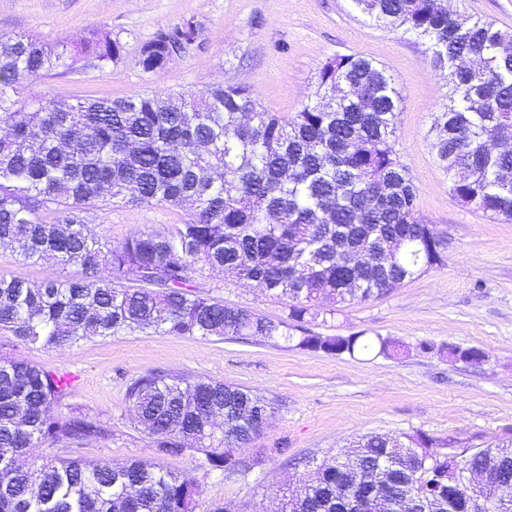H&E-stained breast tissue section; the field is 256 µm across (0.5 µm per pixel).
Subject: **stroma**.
<instances>
[{
    "mask_svg": "<svg viewBox=\"0 0 512 512\" xmlns=\"http://www.w3.org/2000/svg\"><path fill=\"white\" fill-rule=\"evenodd\" d=\"M448 4L460 18L512 30V0ZM183 23L193 26V40L161 74L145 72L142 47L159 29ZM93 26L121 43L120 61L82 59L75 69L21 81V97L135 98L221 83L247 87L269 111L294 113L330 58L360 55L384 65L403 95L395 149L417 188L416 217L444 236L447 249L444 265L384 296L338 305L334 317L309 325L322 336L397 339L406 351L395 359L335 356L280 338L217 341L150 331L54 351L28 349L0 334V353L71 374V404L111 424V438L66 449V456L154 460L149 439L128 421L125 400L128 379L152 369L246 388L276 408L272 424L238 450L247 468L201 477L197 512H277L285 490L308 479L309 458L330 457L370 434L421 431L443 451L512 438V223L490 220L449 194L430 148L448 79L423 44L402 30L374 26L351 0H0V35L57 44ZM182 215L129 204L98 211L95 223L103 240L116 243L138 229L164 230ZM53 273L66 275L52 262L26 263L0 246L1 276L38 283ZM196 284L225 304L272 319L285 314L283 299L254 284L208 269ZM448 345L479 348L486 358L477 366L450 360L443 352ZM281 448L287 456H278Z\"/></svg>",
    "mask_w": 512,
    "mask_h": 512,
    "instance_id": "obj_1",
    "label": "stroma"
}]
</instances>
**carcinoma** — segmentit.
Returning <instances> with one entry per match:
<instances>
[{
  "instance_id": "carcinoma-1",
  "label": "carcinoma",
  "mask_w": 512,
  "mask_h": 512,
  "mask_svg": "<svg viewBox=\"0 0 512 512\" xmlns=\"http://www.w3.org/2000/svg\"><path fill=\"white\" fill-rule=\"evenodd\" d=\"M380 27L422 41L447 73L448 103L430 143L439 166L461 170L450 193L492 220L512 222V152L487 142L512 126V32L460 21L448 0H351ZM194 37L161 29L141 50L161 73ZM123 47L97 28L69 44L0 36V245L23 262L51 258L75 273L33 287L0 276V333L30 348L63 351L96 337L144 333L219 340L280 337L301 349L399 355L402 344L300 329L318 308L382 297L445 262L447 243L415 217L417 188L394 147L401 91L377 62L327 61L291 116L264 109L246 87L199 93L155 90L138 98L10 100L17 77L38 79L90 57L120 60ZM190 207L167 231L136 230L111 244L93 211L119 204ZM52 213L47 220L40 211ZM254 281L286 301L272 319L205 296L204 269ZM67 375L0 355V512H197L199 481L186 470L134 460L96 463L59 448L112 437V427L67 404ZM129 421L159 458L203 453L235 471L225 452L267 427L274 407L238 386L162 370L127 383ZM422 434H374L329 459L286 503L289 512H341L383 483L394 499L370 512H474L449 495L459 473L494 474L512 488V441L442 453Z\"/></svg>"
}]
</instances>
